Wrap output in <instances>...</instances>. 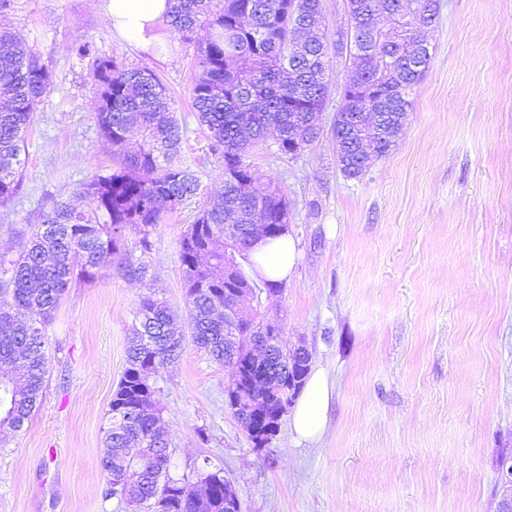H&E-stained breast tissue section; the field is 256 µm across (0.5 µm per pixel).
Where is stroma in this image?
Listing matches in <instances>:
<instances>
[{"instance_id": "obj_1", "label": "stroma", "mask_w": 512, "mask_h": 512, "mask_svg": "<svg viewBox=\"0 0 512 512\" xmlns=\"http://www.w3.org/2000/svg\"><path fill=\"white\" fill-rule=\"evenodd\" d=\"M24 37L52 86L21 158L22 185L0 205V253L17 252L58 200L83 210L81 187L112 166L99 88L70 46L147 66L185 121L184 154L204 186L224 161L199 136L190 107L197 46L161 22L165 43L113 34L104 0H11L0 28ZM330 84L326 128L294 155L274 143L248 157L288 198L298 260L266 322L283 348L304 345L335 386L328 425L295 443L288 422L254 448L225 403L233 379L186 343L154 378L176 472L224 464L241 512H497L499 461L512 457V0H440L432 60L396 144L346 178L330 130L352 62L345 0H323ZM203 204L186 202L149 238L127 231L122 254L146 280L101 269L67 288L47 336L53 368L26 430L0 449V512H120L104 499L101 428L126 368V338L154 292L187 318L179 241Z\"/></svg>"}]
</instances>
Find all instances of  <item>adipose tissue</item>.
Wrapping results in <instances>:
<instances>
[{
  "label": "adipose tissue",
  "mask_w": 512,
  "mask_h": 512,
  "mask_svg": "<svg viewBox=\"0 0 512 512\" xmlns=\"http://www.w3.org/2000/svg\"><path fill=\"white\" fill-rule=\"evenodd\" d=\"M168 0H105V16L118 37L128 43L148 46L149 33L168 15ZM297 248L285 235L259 244L254 254L257 278L274 282L288 279L295 266ZM334 388L324 371H313L291 413V433L300 443L320 440L333 403Z\"/></svg>",
  "instance_id": "1"
}]
</instances>
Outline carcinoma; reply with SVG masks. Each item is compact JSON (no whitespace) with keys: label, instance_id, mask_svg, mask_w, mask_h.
<instances>
[{"label":"carcinoma","instance_id":"1","mask_svg":"<svg viewBox=\"0 0 512 512\" xmlns=\"http://www.w3.org/2000/svg\"><path fill=\"white\" fill-rule=\"evenodd\" d=\"M356 65L348 74L355 93L336 113L337 159L348 178L364 168L360 157L383 156L402 131L409 92L429 68L430 52L416 56L411 42L432 23L437 0H348ZM171 24L188 35L209 31L199 46L192 108L199 134L222 151L224 174L211 189L213 203L200 210L180 241L187 303L196 347L236 370L252 353L260 325L255 290L279 288L256 281L254 247L282 235L288 199L277 186L257 181L246 157L273 135L288 155L315 142L328 89L322 0H173ZM71 53L92 62L101 87L97 124L117 147L112 172L96 174L82 193L91 212L57 201L34 225L15 256L0 255V433L19 432L35 416L50 372L46 329L66 288L89 282L120 252L125 232L148 236L166 213L201 194L195 171L181 159L185 127L172 108L170 90L147 66L128 68L98 55L78 38ZM51 86L48 68L25 41L0 31V204L16 193L15 166L38 106ZM242 306L235 328L224 327L218 309ZM175 313L146 295L127 337V368L117 384L103 427L100 468L104 498L129 512H226L224 465L204 459L192 476L170 473V440L154 402L153 376L174 363L182 340ZM267 378L242 375L243 391L227 389L238 416L283 410L288 374L279 357L263 358ZM142 408L135 418L125 408Z\"/></svg>","mask_w":512,"mask_h":512}]
</instances>
